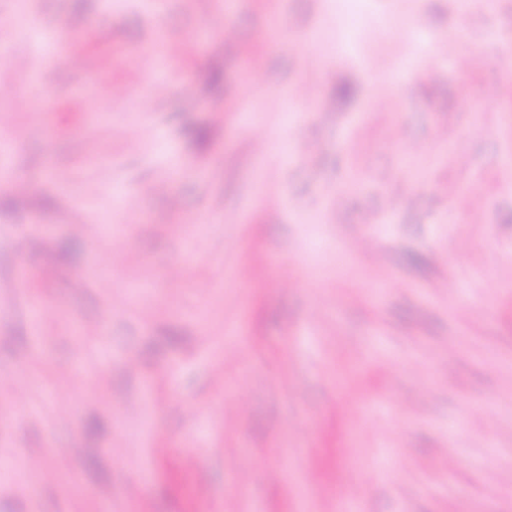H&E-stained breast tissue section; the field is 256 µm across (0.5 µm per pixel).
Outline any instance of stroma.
<instances>
[{"label": "stroma", "instance_id": "stroma-1", "mask_svg": "<svg viewBox=\"0 0 512 512\" xmlns=\"http://www.w3.org/2000/svg\"><path fill=\"white\" fill-rule=\"evenodd\" d=\"M0 46V512H512V0H0Z\"/></svg>", "mask_w": 512, "mask_h": 512}]
</instances>
